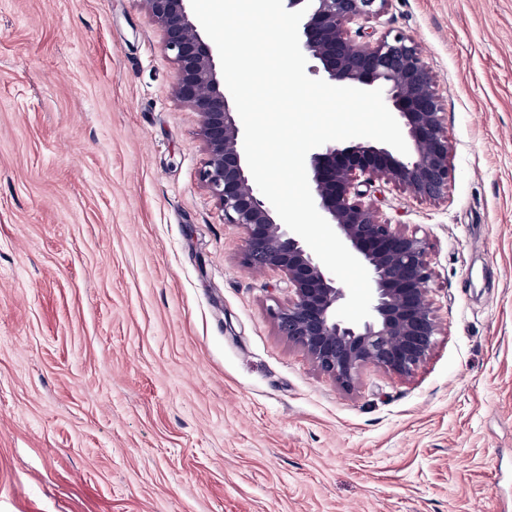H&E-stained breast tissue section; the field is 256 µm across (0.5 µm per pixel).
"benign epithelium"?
<instances>
[{
    "instance_id": "7a95c632",
    "label": "benign epithelium",
    "mask_w": 512,
    "mask_h": 512,
    "mask_svg": "<svg viewBox=\"0 0 512 512\" xmlns=\"http://www.w3.org/2000/svg\"><path fill=\"white\" fill-rule=\"evenodd\" d=\"M137 2L164 32V47L178 64L173 95L200 114L198 135L207 154L200 182L223 211L224 223L246 231L241 265L274 268L287 276L293 298L274 312L281 335L346 391L356 387L367 365L411 375L439 333L427 300L433 278L429 245L380 218L363 201L364 188L383 178L419 199L443 197L452 177L451 143L416 41L402 32L375 39L366 27L380 17L387 0H284L289 10L308 6L300 48L320 61L324 79L381 89L406 133V155L366 140L328 142L310 157L314 201L369 273L371 316L358 324L336 316L346 292L305 241L278 220L256 187L241 147L238 112L224 92L217 50L198 32L190 0ZM353 22L360 23L354 38L348 34Z\"/></svg>"
}]
</instances>
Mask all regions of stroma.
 <instances>
[{
	"mask_svg": "<svg viewBox=\"0 0 512 512\" xmlns=\"http://www.w3.org/2000/svg\"><path fill=\"white\" fill-rule=\"evenodd\" d=\"M452 143L420 200L440 331L340 389L281 336L135 0H0V512H512V0H388Z\"/></svg>",
	"mask_w": 512,
	"mask_h": 512,
	"instance_id": "obj_1",
	"label": "stroma"
}]
</instances>
